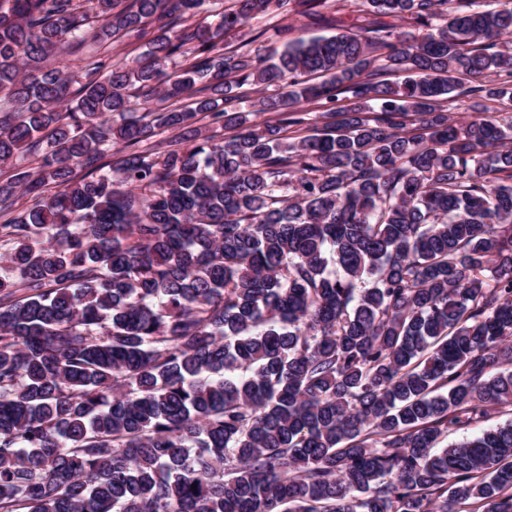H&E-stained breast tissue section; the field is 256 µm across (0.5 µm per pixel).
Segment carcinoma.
Instances as JSON below:
<instances>
[{
    "mask_svg": "<svg viewBox=\"0 0 512 512\" xmlns=\"http://www.w3.org/2000/svg\"><path fill=\"white\" fill-rule=\"evenodd\" d=\"M330 3L0 0V512H512V7ZM284 23H288L293 26V32L288 35V40L294 38H303L308 40L310 38L319 36H330L338 32H342L340 23L336 22V26L329 27L311 22L308 18L300 15H293L288 17ZM273 20L259 19L250 21L236 36H232V39L228 38V41L237 40L238 36H242L243 39L250 38L256 31L266 30V34L259 39V42L254 43L252 48H263L270 49L276 48L279 51L283 49L285 40L276 34L274 26L277 23H272ZM510 421H512V407L493 410L488 414L484 421L449 435L447 444L448 446L454 445L465 440L466 438H471L480 434L483 430L503 426Z\"/></svg>",
    "mask_w": 512,
    "mask_h": 512,
    "instance_id": "obj_1",
    "label": "carcinoma"
}]
</instances>
